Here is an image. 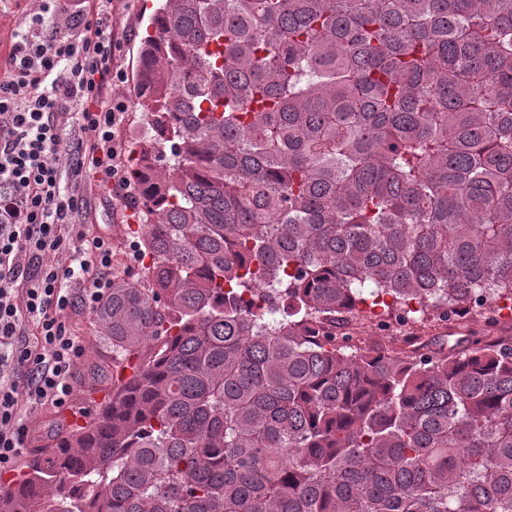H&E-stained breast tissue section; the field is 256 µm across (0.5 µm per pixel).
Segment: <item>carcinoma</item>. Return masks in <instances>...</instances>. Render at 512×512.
<instances>
[{
  "instance_id": "1",
  "label": "carcinoma",
  "mask_w": 512,
  "mask_h": 512,
  "mask_svg": "<svg viewBox=\"0 0 512 512\" xmlns=\"http://www.w3.org/2000/svg\"><path fill=\"white\" fill-rule=\"evenodd\" d=\"M139 278L85 424L0 512H512V0H163ZM448 327L416 356L336 334ZM152 341L151 352L141 354Z\"/></svg>"
}]
</instances>
